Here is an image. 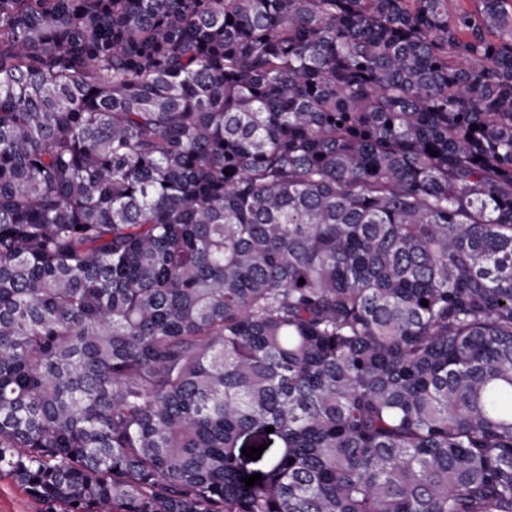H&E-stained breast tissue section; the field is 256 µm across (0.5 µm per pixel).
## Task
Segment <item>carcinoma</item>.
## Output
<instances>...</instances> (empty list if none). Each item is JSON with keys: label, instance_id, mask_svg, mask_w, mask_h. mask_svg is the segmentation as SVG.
<instances>
[{"label": "carcinoma", "instance_id": "carcinoma-1", "mask_svg": "<svg viewBox=\"0 0 512 512\" xmlns=\"http://www.w3.org/2000/svg\"><path fill=\"white\" fill-rule=\"evenodd\" d=\"M481 4L0 0V475L59 512H512Z\"/></svg>", "mask_w": 512, "mask_h": 512}]
</instances>
